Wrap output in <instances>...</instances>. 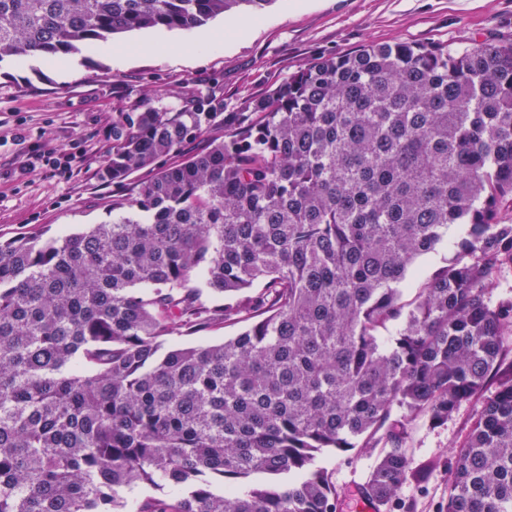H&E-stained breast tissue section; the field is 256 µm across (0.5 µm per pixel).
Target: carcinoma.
Instances as JSON below:
<instances>
[{"label":"carcinoma","mask_w":512,"mask_h":512,"mask_svg":"<svg viewBox=\"0 0 512 512\" xmlns=\"http://www.w3.org/2000/svg\"><path fill=\"white\" fill-rule=\"evenodd\" d=\"M273 2L0 0V62ZM213 102L112 122L102 178L152 175L111 220L0 240V512H125L142 485L172 495L138 512H336L318 458L375 438L363 496L394 512L411 423L478 398L445 512H512V294L490 297L512 270V42L325 58L228 128ZM453 226L456 256L413 279ZM247 323H239L235 326L226 327L224 329L214 330L206 333L192 335L191 337H185L182 342L185 344H207L216 343L224 340V336H235L245 327Z\"/></svg>","instance_id":"carcinoma-1"}]
</instances>
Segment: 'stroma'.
<instances>
[{
  "mask_svg": "<svg viewBox=\"0 0 512 512\" xmlns=\"http://www.w3.org/2000/svg\"><path fill=\"white\" fill-rule=\"evenodd\" d=\"M220 34L193 56L171 44ZM512 38V0H274L260 15L217 16L206 31L141 30L123 35L109 54L89 47L69 55L64 78L39 56L0 64V238L46 230L74 232L112 216V201L128 194L101 180L112 152L105 133L119 113L150 106L177 112L196 95L212 93L221 112H235L269 93L321 57L369 44L495 42ZM25 139H17V131ZM52 150L71 171L43 165ZM462 404L443 424L418 418L407 454L423 482L406 481L397 512H439L448 501V469L456 444L479 408ZM374 448L321 456L339 492L337 512H359V489L376 462Z\"/></svg>",
  "mask_w": 512,
  "mask_h": 512,
  "instance_id": "stroma-1",
  "label": "stroma"
}]
</instances>
